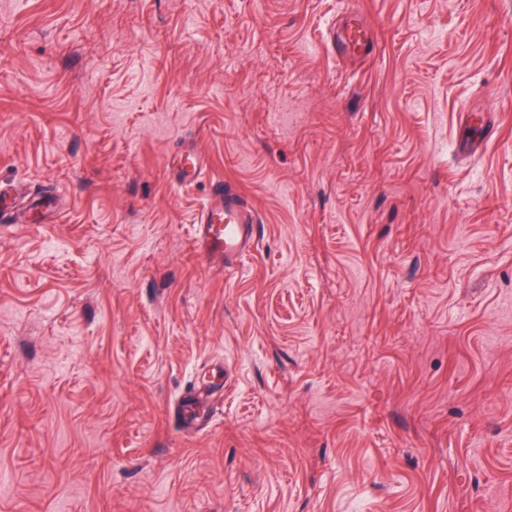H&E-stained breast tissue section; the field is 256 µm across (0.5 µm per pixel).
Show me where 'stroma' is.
<instances>
[{
    "instance_id": "stroma-1",
    "label": "stroma",
    "mask_w": 512,
    "mask_h": 512,
    "mask_svg": "<svg viewBox=\"0 0 512 512\" xmlns=\"http://www.w3.org/2000/svg\"><path fill=\"white\" fill-rule=\"evenodd\" d=\"M345 3L0 0V512H512V0ZM372 47L371 31L361 10L353 4L341 18L336 33L334 26L331 51L342 59L365 57ZM168 166L174 173V186L185 189L205 174L208 163L193 145L184 143L171 155ZM255 224L257 216L245 196L218 179L200 205L191 236L204 253L235 269L252 249ZM213 394L210 386L186 393L183 403L190 408L189 425L197 429L206 428L211 419L208 411V398Z\"/></svg>"
}]
</instances>
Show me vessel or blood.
<instances>
[{"mask_svg":"<svg viewBox=\"0 0 512 512\" xmlns=\"http://www.w3.org/2000/svg\"><path fill=\"white\" fill-rule=\"evenodd\" d=\"M371 47L368 23L358 7H351L341 18L330 49L339 58L348 59L367 56ZM168 166L174 173V186L185 189L205 174L208 163L193 145L184 144L171 155ZM257 222L255 211L245 196L218 179L212 182L210 192L200 205L191 236L204 253L223 259L225 268L233 269L251 251ZM211 394V388L204 387L184 395L183 402L190 409V426L203 429L209 425Z\"/></svg>","mask_w":512,"mask_h":512,"instance_id":"1","label":"vessel or blood"}]
</instances>
